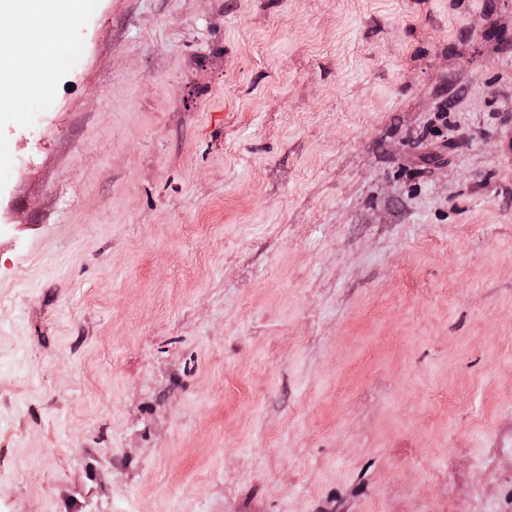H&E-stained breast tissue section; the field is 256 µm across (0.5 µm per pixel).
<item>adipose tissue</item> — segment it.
I'll list each match as a JSON object with an SVG mask.
<instances>
[{"mask_svg":"<svg viewBox=\"0 0 512 512\" xmlns=\"http://www.w3.org/2000/svg\"><path fill=\"white\" fill-rule=\"evenodd\" d=\"M17 15L31 13L42 17L46 29L65 35L75 17L80 0H4ZM59 59L48 41L40 42L30 55L0 60V108L8 107L14 98L23 95L40 82L47 68L57 66Z\"/></svg>","mask_w":512,"mask_h":512,"instance_id":"1","label":"adipose tissue"}]
</instances>
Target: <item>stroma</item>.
Returning a JSON list of instances; mask_svg holds the SVG:
<instances>
[{"mask_svg":"<svg viewBox=\"0 0 512 512\" xmlns=\"http://www.w3.org/2000/svg\"><path fill=\"white\" fill-rule=\"evenodd\" d=\"M0 110V512H512V0H82Z\"/></svg>","mask_w":512,"mask_h":512,"instance_id":"stroma-1","label":"stroma"}]
</instances>
